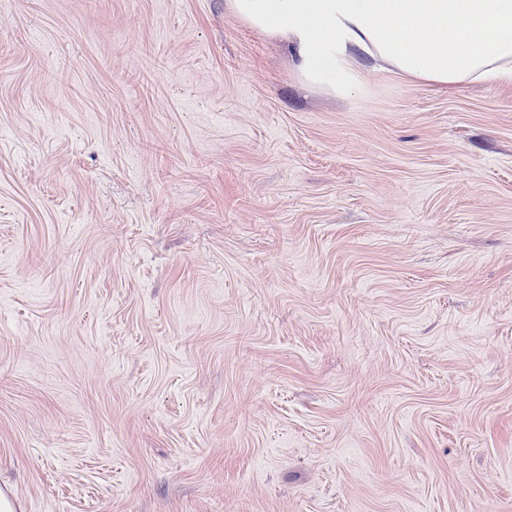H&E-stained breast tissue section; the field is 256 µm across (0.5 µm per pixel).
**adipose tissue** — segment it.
<instances>
[{"label": "adipose tissue", "mask_w": 512, "mask_h": 512, "mask_svg": "<svg viewBox=\"0 0 512 512\" xmlns=\"http://www.w3.org/2000/svg\"><path fill=\"white\" fill-rule=\"evenodd\" d=\"M231 15L286 41L294 75L331 94L365 86L362 61L417 85L512 89V0H227Z\"/></svg>", "instance_id": "1"}]
</instances>
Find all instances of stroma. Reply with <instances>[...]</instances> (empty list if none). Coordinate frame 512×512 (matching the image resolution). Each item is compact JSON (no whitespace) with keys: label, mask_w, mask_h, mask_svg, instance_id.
<instances>
[{"label":"stroma","mask_w":512,"mask_h":512,"mask_svg":"<svg viewBox=\"0 0 512 512\" xmlns=\"http://www.w3.org/2000/svg\"><path fill=\"white\" fill-rule=\"evenodd\" d=\"M0 489L512 512V93L331 96L226 0H0Z\"/></svg>","instance_id":"1"}]
</instances>
